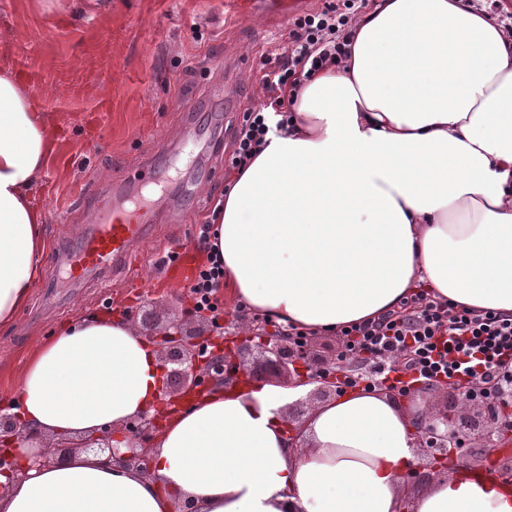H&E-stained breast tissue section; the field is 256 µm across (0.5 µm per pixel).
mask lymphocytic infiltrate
I'll use <instances>...</instances> for the list:
<instances>
[{"label": "lymphocytic infiltrate", "instance_id": "f902f5d3", "mask_svg": "<svg viewBox=\"0 0 512 512\" xmlns=\"http://www.w3.org/2000/svg\"><path fill=\"white\" fill-rule=\"evenodd\" d=\"M364 6L365 0H326L323 8L290 20L287 47L275 69L261 77L266 104L246 109L232 128V168H248L268 135L286 128V92L346 56L351 23ZM271 112L278 115L277 123H269ZM210 229L203 224L198 246L207 257L197 267L189 293L198 308L215 313L224 268L218 255L208 251ZM337 334L343 352L336 370L349 386L361 383L372 389L382 384L407 391L432 382L482 388L512 381V315L443 301L425 290L412 294L399 309L345 325Z\"/></svg>", "mask_w": 512, "mask_h": 512}]
</instances>
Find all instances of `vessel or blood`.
Wrapping results in <instances>:
<instances>
[{"instance_id": "obj_1", "label": "vessel or blood", "mask_w": 512, "mask_h": 512, "mask_svg": "<svg viewBox=\"0 0 512 512\" xmlns=\"http://www.w3.org/2000/svg\"><path fill=\"white\" fill-rule=\"evenodd\" d=\"M151 229L152 216L144 203H136L131 211L117 206L95 209L76 245L59 251L47 276L53 281L67 276L74 287L106 282L125 268L134 246L145 241Z\"/></svg>"}]
</instances>
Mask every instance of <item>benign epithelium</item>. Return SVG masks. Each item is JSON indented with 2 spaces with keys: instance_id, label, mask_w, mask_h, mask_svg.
<instances>
[{
  "instance_id": "obj_1",
  "label": "benign epithelium",
  "mask_w": 512,
  "mask_h": 512,
  "mask_svg": "<svg viewBox=\"0 0 512 512\" xmlns=\"http://www.w3.org/2000/svg\"><path fill=\"white\" fill-rule=\"evenodd\" d=\"M191 318L208 327V335L193 336L188 333L183 320L173 319L153 336L147 337L159 352L164 371V386L160 401L166 411H179L196 398L204 396L218 384L240 376L251 380L283 378L288 367H293L297 379L291 385H305L310 381L320 383V394L335 396L342 391L335 374L329 372L331 362L319 359L312 346H297L288 338V332L265 336L238 335L233 325L224 326L204 312H193ZM255 347L261 354V364L249 366L245 352ZM165 411L153 414L143 412L125 422L116 437L112 427H106L89 436L75 447L96 455L106 456V461L139 470L150 469V441L160 432ZM19 424L15 417L0 414V443L17 434ZM478 424L467 413L437 412L431 418L417 423V448L444 470L467 452L466 441ZM481 448H509L512 446V416L502 415L495 426H487L478 435ZM68 454L64 448L49 445L36 459V463L57 464Z\"/></svg>"
}]
</instances>
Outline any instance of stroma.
Returning <instances> with one entry per match:
<instances>
[{
  "label": "stroma",
  "instance_id": "obj_1",
  "mask_svg": "<svg viewBox=\"0 0 512 512\" xmlns=\"http://www.w3.org/2000/svg\"><path fill=\"white\" fill-rule=\"evenodd\" d=\"M287 14L286 0H112L108 12L50 19L41 0H0V67L28 82L59 133L36 199L48 245H70L98 196L141 163L164 176L133 281L120 274L75 292L41 280L0 328V397L34 345L75 318L115 310L137 323L149 310L161 326L192 307L188 286L206 259L200 228L233 174L212 145L229 146L231 125L264 102L263 56Z\"/></svg>",
  "mask_w": 512,
  "mask_h": 512
}]
</instances>
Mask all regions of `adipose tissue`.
I'll use <instances>...</instances> for the list:
<instances>
[{
  "instance_id": "1",
  "label": "adipose tissue",
  "mask_w": 512,
  "mask_h": 512,
  "mask_svg": "<svg viewBox=\"0 0 512 512\" xmlns=\"http://www.w3.org/2000/svg\"><path fill=\"white\" fill-rule=\"evenodd\" d=\"M347 58L296 91L286 132L235 173L217 222L224 285L316 334L397 308L418 288L512 314V39L467 0H376ZM58 138L0 67V327L41 278L36 205ZM161 368L121 315L72 323L27 355L9 413L79 440L153 410ZM307 386L216 387L170 416L151 475L17 435L0 512H512V481L459 470L412 498L416 421L377 391L314 404L297 448L282 411Z\"/></svg>"
}]
</instances>
